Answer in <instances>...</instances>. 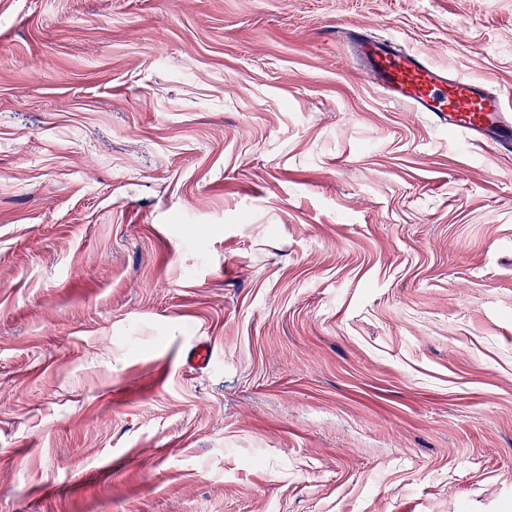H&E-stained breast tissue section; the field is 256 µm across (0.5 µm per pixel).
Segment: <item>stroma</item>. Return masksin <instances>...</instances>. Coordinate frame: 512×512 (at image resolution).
Listing matches in <instances>:
<instances>
[{
    "instance_id": "35a3bbf8",
    "label": "stroma",
    "mask_w": 512,
    "mask_h": 512,
    "mask_svg": "<svg viewBox=\"0 0 512 512\" xmlns=\"http://www.w3.org/2000/svg\"><path fill=\"white\" fill-rule=\"evenodd\" d=\"M350 25L512 87V0H0V512H512V153ZM338 34H344L357 63L388 102L424 112L434 126L465 141H489L512 152V105L503 92L490 90L483 80L453 75L392 37H372L360 26ZM212 347L207 342L199 341L191 344L185 355V364L195 369L209 366L212 360Z\"/></svg>"
}]
</instances>
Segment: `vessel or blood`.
Masks as SVG:
<instances>
[{
	"instance_id": "1",
	"label": "vessel or blood",
	"mask_w": 512,
	"mask_h": 512,
	"mask_svg": "<svg viewBox=\"0 0 512 512\" xmlns=\"http://www.w3.org/2000/svg\"><path fill=\"white\" fill-rule=\"evenodd\" d=\"M343 34L357 63L385 99L428 115L434 126L465 141H489L512 152V98L488 88L483 80L452 74L420 52L403 48L394 38L373 37L362 27ZM210 344H191L186 366L203 369L212 360Z\"/></svg>"
}]
</instances>
